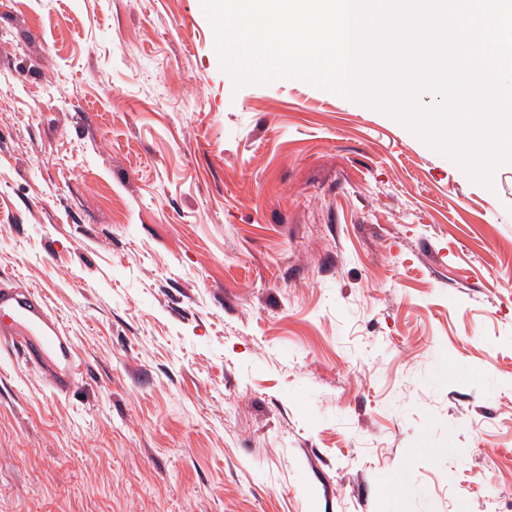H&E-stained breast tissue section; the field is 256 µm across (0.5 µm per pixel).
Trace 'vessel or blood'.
Returning <instances> with one entry per match:
<instances>
[{"label":"vessel or blood","instance_id":"vessel-or-blood-1","mask_svg":"<svg viewBox=\"0 0 512 512\" xmlns=\"http://www.w3.org/2000/svg\"><path fill=\"white\" fill-rule=\"evenodd\" d=\"M0 341L45 377L57 394H68L82 374L72 336L46 299L29 289L0 286Z\"/></svg>","mask_w":512,"mask_h":512}]
</instances>
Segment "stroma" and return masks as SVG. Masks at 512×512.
I'll return each mask as SVG.
<instances>
[{"label":"stroma","instance_id":"obj_1","mask_svg":"<svg viewBox=\"0 0 512 512\" xmlns=\"http://www.w3.org/2000/svg\"><path fill=\"white\" fill-rule=\"evenodd\" d=\"M0 512H483L512 486V165L492 187L201 0H0ZM0 346L21 356L57 394L67 395L82 375L73 337L46 299L27 288L0 286Z\"/></svg>","mask_w":512,"mask_h":512}]
</instances>
